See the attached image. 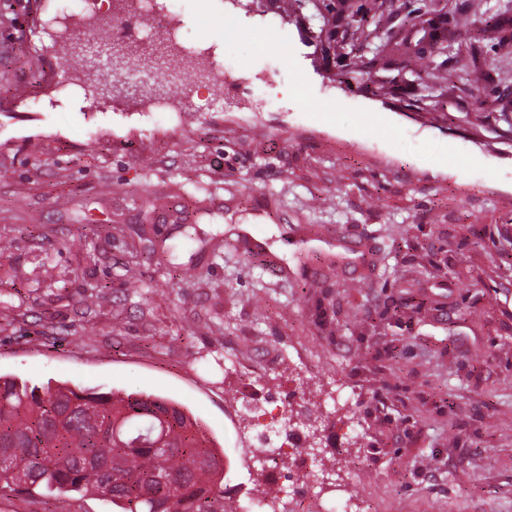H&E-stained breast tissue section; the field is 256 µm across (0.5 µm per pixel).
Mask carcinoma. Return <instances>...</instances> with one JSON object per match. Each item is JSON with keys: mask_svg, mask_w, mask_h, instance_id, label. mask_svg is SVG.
Masks as SVG:
<instances>
[{"mask_svg": "<svg viewBox=\"0 0 512 512\" xmlns=\"http://www.w3.org/2000/svg\"><path fill=\"white\" fill-rule=\"evenodd\" d=\"M269 2L280 17L307 21L324 53L353 54L340 82L367 91L381 82L383 23L396 16L386 0H373L367 13L343 0ZM404 19L421 25L430 53L445 54L439 21L420 6ZM223 479L224 458L204 426L173 401L0 376V489L95 494L118 512H236L214 492Z\"/></svg>", "mask_w": 512, "mask_h": 512, "instance_id": "carcinoma-1", "label": "carcinoma"}]
</instances>
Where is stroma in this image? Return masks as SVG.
<instances>
[{
  "mask_svg": "<svg viewBox=\"0 0 512 512\" xmlns=\"http://www.w3.org/2000/svg\"><path fill=\"white\" fill-rule=\"evenodd\" d=\"M0 22V375L178 402L224 456L225 493L306 480L262 466L231 422L249 379L318 435L357 512H512V26L456 27L459 9L512 18V0H416L443 21L448 63L480 46L489 74L423 87L390 24L378 93L333 81L303 24L252 0H180L183 41L240 82L183 111L160 63L148 94L56 42L62 0H11ZM115 0H85L73 40L105 44ZM45 50L32 61L31 40ZM80 84L59 95L60 76ZM432 92L436 106L415 102ZM170 95L174 109L154 112ZM259 239L234 247L240 225ZM0 512H116L95 495L0 491Z\"/></svg>",
  "mask_w": 512,
  "mask_h": 512,
  "instance_id": "35a3bbf8",
  "label": "stroma"
}]
</instances>
